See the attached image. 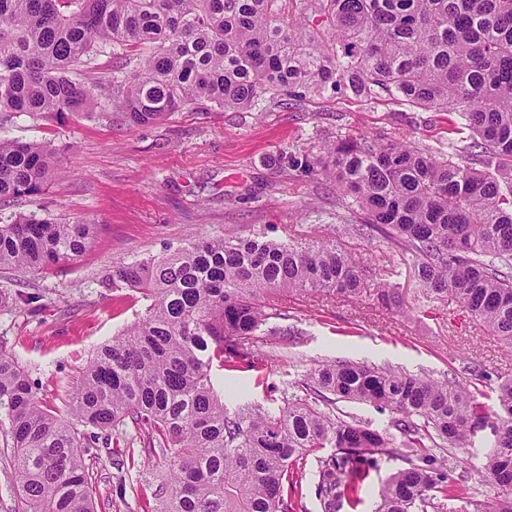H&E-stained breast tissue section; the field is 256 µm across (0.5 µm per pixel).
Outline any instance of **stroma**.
Returning a JSON list of instances; mask_svg holds the SVG:
<instances>
[{"mask_svg":"<svg viewBox=\"0 0 512 512\" xmlns=\"http://www.w3.org/2000/svg\"><path fill=\"white\" fill-rule=\"evenodd\" d=\"M125 70L116 47L94 55L72 77L108 83ZM348 133L409 139L439 155L449 140L469 135L456 115L347 89L283 105L176 112L143 126L128 125L103 106L53 118L1 112L0 137L51 143L57 172L39 194L0 201V219L35 212L62 223L89 220L99 231L77 261L47 272L0 269V291L42 296L37 309L0 313V350L19 359L48 408L64 412L81 368L147 305L141 293L105 287L115 262L158 257L200 237L262 229L283 240H312L362 221L359 208L343 207L333 182L289 169L286 161L291 153H319ZM343 244L355 262L372 268L375 281L400 288L414 316L388 313L370 297L271 298L267 329L249 342L261 367L212 370L228 411L283 406L299 395L304 375L334 359L439 380L453 375L493 404L498 384L512 379V353L498 338L453 296L426 298L409 258L382 240L347 237ZM471 362L482 365L486 378L469 375ZM330 454L325 448L295 463L298 482L287 493L296 512H325L316 488L320 461ZM86 463L95 477L96 512H155L167 495L159 456H139L120 468L111 449L99 447Z\"/></svg>","mask_w":512,"mask_h":512,"instance_id":"stroma-1","label":"stroma"}]
</instances>
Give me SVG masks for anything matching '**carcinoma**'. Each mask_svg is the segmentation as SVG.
<instances>
[{
    "mask_svg": "<svg viewBox=\"0 0 512 512\" xmlns=\"http://www.w3.org/2000/svg\"><path fill=\"white\" fill-rule=\"evenodd\" d=\"M0 0V112H84L92 85L68 73L119 45L149 54L112 85L110 103L132 126L184 109H244L262 98L303 99L345 87L456 114L470 141L448 155L369 136L339 135L288 165L321 174L366 214L343 234L381 236L413 259L427 297L451 293L512 351V0ZM49 144L0 138V200L40 192L53 171ZM98 225L36 214L0 224V268L49 270L91 248ZM108 286L137 291L145 314L103 344L66 400L43 405L28 371L0 350V430L10 436L23 512H95L84 456L100 432L130 419L160 451L170 492L159 512H294L285 499L293 463L323 448L318 494L326 512L353 499L364 470L392 474L377 512H512V381L495 409L456 378L326 362L301 381L305 397L270 412L231 415L216 393L213 361L257 368L242 343L268 324L266 300L323 295L413 313L400 289L373 283L334 237L309 242L201 238L161 257L120 262ZM42 300L0 295V311ZM401 415L404 440L333 413L336 401ZM491 426L483 476L504 496L471 500L434 450L456 448Z\"/></svg>",
    "mask_w": 512,
    "mask_h": 512,
    "instance_id": "carcinoma-1",
    "label": "carcinoma"
}]
</instances>
